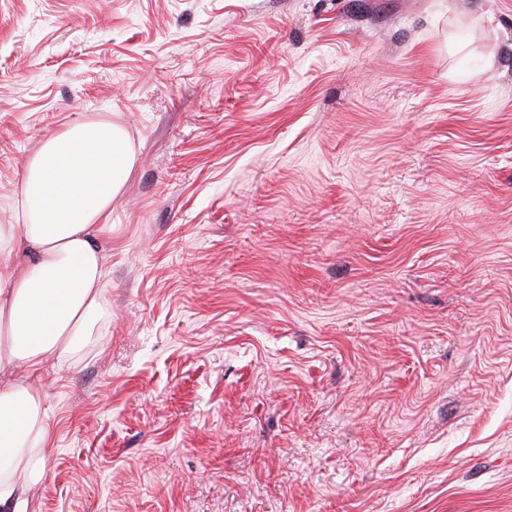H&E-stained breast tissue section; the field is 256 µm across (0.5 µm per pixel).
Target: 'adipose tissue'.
<instances>
[{
	"label": "adipose tissue",
	"mask_w": 512,
	"mask_h": 512,
	"mask_svg": "<svg viewBox=\"0 0 512 512\" xmlns=\"http://www.w3.org/2000/svg\"><path fill=\"white\" fill-rule=\"evenodd\" d=\"M134 154L111 120L90 116L28 160L18 221L0 224V512H29L52 445L43 391L18 379L70 363L105 312L98 240Z\"/></svg>",
	"instance_id": "obj_1"
}]
</instances>
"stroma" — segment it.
<instances>
[{"mask_svg": "<svg viewBox=\"0 0 512 512\" xmlns=\"http://www.w3.org/2000/svg\"><path fill=\"white\" fill-rule=\"evenodd\" d=\"M91 113L36 512H512V0H0V224Z\"/></svg>", "mask_w": 512, "mask_h": 512, "instance_id": "35a3bbf8", "label": "stroma"}]
</instances>
